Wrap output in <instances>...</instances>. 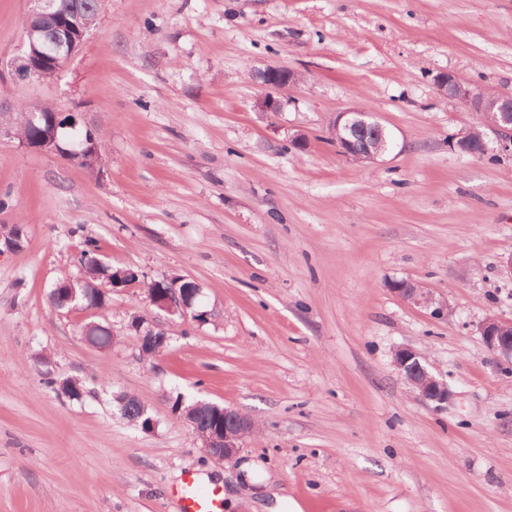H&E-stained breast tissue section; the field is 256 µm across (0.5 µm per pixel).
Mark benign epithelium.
<instances>
[{"instance_id": "obj_1", "label": "benign epithelium", "mask_w": 512, "mask_h": 512, "mask_svg": "<svg viewBox=\"0 0 512 512\" xmlns=\"http://www.w3.org/2000/svg\"><path fill=\"white\" fill-rule=\"evenodd\" d=\"M37 31L25 27L26 51L18 59L15 67L17 75L36 80L43 79L41 67L48 65L61 68L63 62L71 57L81 46L86 31L73 32V26L61 25L51 39L36 37ZM262 84L277 92L295 83V73L286 69L269 67L261 72ZM438 94L446 99L461 102L469 111L493 117L488 130L494 135H480L475 139L459 141L467 135L462 131L450 139L452 148L460 153L472 156H485L494 151L499 155L512 154V94H486L472 89L452 72H441L434 78ZM327 140L336 145L345 157L354 160L371 161L383 156L391 141L387 129L373 113L352 108L336 115L327 129ZM393 291L404 301L434 308V313H444V306L436 301L432 293L409 281H396ZM200 288L196 283L183 290L162 291L158 288L147 289L150 302L157 309L169 314L186 315L198 296ZM479 333L487 349L499 360L512 363V323H505L494 316L487 317L479 326ZM167 343L162 332L148 329L140 336V350L144 356L159 353ZM393 364L401 380L417 393V398L426 404L441 405L451 397L447 382L437 378L427 367L423 356L409 346H399L393 351ZM209 406L215 413V422L208 427H200L196 422L195 407ZM184 419L201 439L203 448L215 460L230 463L243 449L246 438L257 428L256 422L249 416L229 407L204 401L187 407L183 411Z\"/></svg>"}]
</instances>
